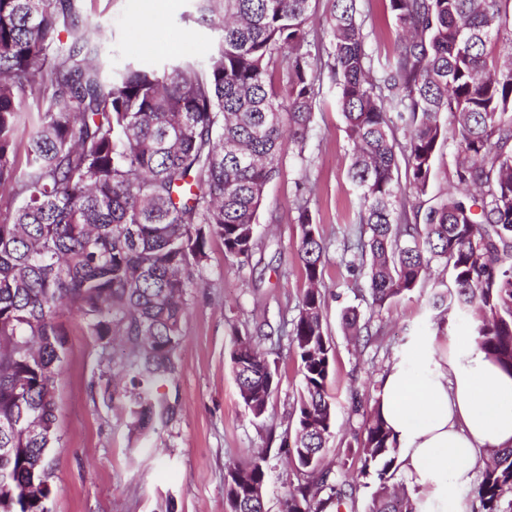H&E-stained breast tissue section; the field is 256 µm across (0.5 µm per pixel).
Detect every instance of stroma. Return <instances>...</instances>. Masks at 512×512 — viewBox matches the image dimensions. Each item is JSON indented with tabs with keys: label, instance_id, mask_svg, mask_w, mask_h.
<instances>
[{
	"label": "stroma",
	"instance_id": "stroma-1",
	"mask_svg": "<svg viewBox=\"0 0 512 512\" xmlns=\"http://www.w3.org/2000/svg\"><path fill=\"white\" fill-rule=\"evenodd\" d=\"M150 5L151 0H84L88 19L106 32V72L129 63L158 66L173 56L207 61L214 33L191 21L193 0H164L160 22L145 30L139 20ZM360 11L368 51L374 62H384L398 38L388 0H360ZM321 86L304 152L286 148L282 174L265 188L249 259H227L221 241L209 244L205 285L187 295L175 379L161 388L176 399L177 412L157 442L130 429V398L113 397L107 389L125 345L103 344L77 317L62 314L66 355L56 383L57 440L48 453L50 512H228L225 469L261 449L268 451L272 466L267 510L281 512L295 474L285 464L280 434L290 421L302 375L292 349L281 347L279 390L265 418L256 419L239 397L230 352L235 333L254 336L297 313L305 287L297 257V200L307 184L315 186L310 207L326 244L324 325L334 355L328 393L336 410L328 462L354 463L351 450L363 421L354 407L373 404L389 366L406 362L421 341L436 360L446 355L450 342L471 343L465 315L443 314L429 305L431 295L449 281L438 265L411 293L372 314L366 278L344 250L359 205L348 177L352 144L335 85L325 76ZM352 306L371 321L369 343H355L343 327L342 313Z\"/></svg>",
	"mask_w": 512,
	"mask_h": 512
}]
</instances>
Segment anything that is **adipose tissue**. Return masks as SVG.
I'll use <instances>...</instances> for the list:
<instances>
[{"label":"adipose tissue","mask_w":512,"mask_h":512,"mask_svg":"<svg viewBox=\"0 0 512 512\" xmlns=\"http://www.w3.org/2000/svg\"><path fill=\"white\" fill-rule=\"evenodd\" d=\"M432 364L425 373L393 365L378 398L406 481L431 512H448L455 489L473 480L477 451L512 446V375L471 345Z\"/></svg>","instance_id":"adipose-tissue-1"}]
</instances>
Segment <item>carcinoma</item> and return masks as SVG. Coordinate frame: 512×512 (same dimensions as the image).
<instances>
[{"label": "carcinoma", "instance_id": "carcinoma-1", "mask_svg": "<svg viewBox=\"0 0 512 512\" xmlns=\"http://www.w3.org/2000/svg\"><path fill=\"white\" fill-rule=\"evenodd\" d=\"M81 0H0V512H48L47 476L27 457L57 441L56 381L64 308L100 340L128 346L130 424L159 432L175 406L174 379L188 290L212 239L246 258L266 184L281 174L283 128L303 153L320 88L309 20L316 0H195L216 32L201 64L174 58L101 77L98 27ZM328 73L353 144L359 191L347 249L365 270L371 312L413 291L434 264L452 287L434 304L467 314L476 348L512 372V16L508 0H389L399 29L375 75L358 0H330ZM69 42L62 43L60 33ZM404 129L405 143L395 132ZM456 191L434 196L411 222L410 195L427 193L445 147ZM307 283L298 314L261 336H234L240 399L255 419L278 391L287 337L303 378L283 444L297 482L282 512H342L353 487L323 464L336 423L327 383L332 346L323 322L325 240L308 201L297 204ZM345 329L370 337L354 308ZM399 444L379 412L363 411L357 477L377 488L366 512H416L391 483ZM473 488L482 512L512 505V447L487 451ZM269 456L228 467V512H266ZM325 489L330 493L323 497Z\"/></svg>", "mask_w": 512, "mask_h": 512}]
</instances>
